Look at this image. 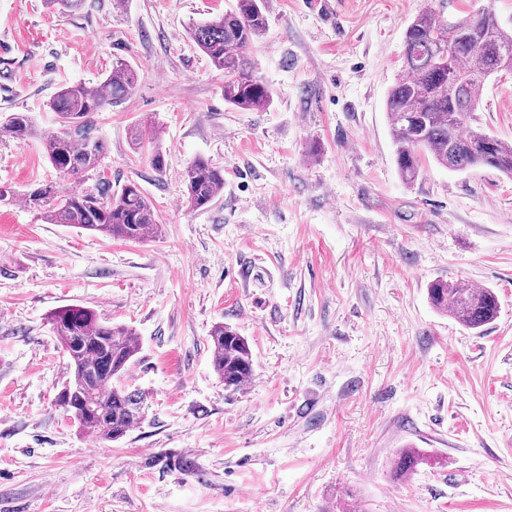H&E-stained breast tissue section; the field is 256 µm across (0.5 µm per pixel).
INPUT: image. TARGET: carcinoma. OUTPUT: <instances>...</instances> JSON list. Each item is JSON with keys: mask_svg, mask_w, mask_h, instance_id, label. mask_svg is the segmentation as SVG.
Instances as JSON below:
<instances>
[{"mask_svg": "<svg viewBox=\"0 0 512 512\" xmlns=\"http://www.w3.org/2000/svg\"><path fill=\"white\" fill-rule=\"evenodd\" d=\"M267 23L266 0H237L236 10L190 27L191 39L224 75V102L243 111L271 103L269 87L244 53ZM501 71H512V30L503 28L493 12L453 21L430 5L418 12L405 30L401 71L387 97L394 154L405 183L417 179L425 155L450 171L490 167L512 178V143L468 124L486 81ZM135 85V72L118 60L99 87L72 84L54 95L49 106L62 131L42 138V144L46 158L63 177L99 167L104 144L91 136L87 117L126 98ZM0 136L24 140L37 131L26 113L12 112L0 122ZM132 137L148 152L151 167L162 171L164 153L153 129L140 123ZM182 179L188 203L196 210L208 207L224 189V174L203 158L188 163ZM26 201L48 224H72L121 240H142L160 226L154 204L131 181L115 196L36 188L26 193ZM428 295L435 309L471 330L492 323L499 313L498 298L490 288L436 281ZM49 323L66 359L67 379L58 404L80 431L101 440L123 438L144 415V395L122 384L137 354L132 333L78 304L59 308ZM210 341L214 372L225 388L240 389L254 372L248 341L222 322L213 327ZM424 461L419 449H401L392 461L394 478L409 477Z\"/></svg>", "mask_w": 512, "mask_h": 512, "instance_id": "obj_1", "label": "carcinoma"}]
</instances>
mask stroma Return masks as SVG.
Here are the masks:
<instances>
[{
    "label": "stroma",
    "instance_id": "1",
    "mask_svg": "<svg viewBox=\"0 0 512 512\" xmlns=\"http://www.w3.org/2000/svg\"><path fill=\"white\" fill-rule=\"evenodd\" d=\"M454 19L512 0H267L248 49L271 104L224 101V76L188 35L237 0H0V116L59 132L62 84L99 86L113 63L131 95L90 116L97 169L63 179L40 138L0 137V512H512V178L423 159L399 175L386 110L404 32L424 5ZM159 133L155 171L131 130ZM469 122L512 142V72ZM224 173L203 210L181 173ZM138 182L161 233L125 241L44 223L28 190L119 192ZM437 280L493 289L481 331L431 304ZM129 329L124 382L145 415L117 441L57 406V308ZM219 322L249 342L251 380L212 369ZM431 459L404 481L403 448Z\"/></svg>",
    "mask_w": 512,
    "mask_h": 512
}]
</instances>
